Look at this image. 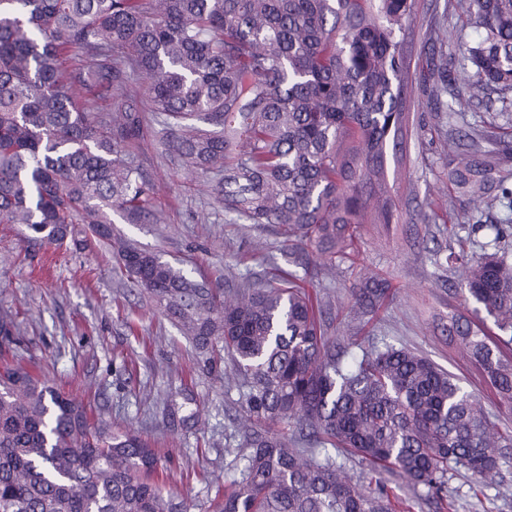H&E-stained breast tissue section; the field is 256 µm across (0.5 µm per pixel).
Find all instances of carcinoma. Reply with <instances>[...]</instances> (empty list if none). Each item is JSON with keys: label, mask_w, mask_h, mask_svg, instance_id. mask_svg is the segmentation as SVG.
Segmentation results:
<instances>
[{"label": "carcinoma", "mask_w": 512, "mask_h": 512, "mask_svg": "<svg viewBox=\"0 0 512 512\" xmlns=\"http://www.w3.org/2000/svg\"><path fill=\"white\" fill-rule=\"evenodd\" d=\"M477 29L457 35L466 112L490 93L512 97V0H448ZM409 0H0V224L28 246L83 233L111 246L130 286L214 366L229 358L239 443L225 449L224 492L209 512H396L387 481L449 512L448 471L479 490L501 483L512 448L502 424L455 378L405 345L325 338L309 289L357 263L366 224H389L388 160H403ZM432 75L448 67V30L430 29ZM148 80L165 116L168 153L185 178L222 173L217 203L245 224H274L303 250L304 275L277 267L256 281L225 263L232 289L196 280L154 252L112 237V210L146 213L154 187L134 164L143 111L126 68ZM84 99H78L76 89ZM124 107L100 112L101 92ZM453 146L450 179L471 211L491 201L487 131ZM445 257L454 280L497 333L456 315L448 340L512 405V224H487ZM352 295L375 316L398 286L360 268ZM16 322L0 312V341ZM369 471L361 484L350 466ZM155 449L134 432L92 425L76 401L20 365L0 367V512H191L152 480Z\"/></svg>", "instance_id": "carcinoma-1"}]
</instances>
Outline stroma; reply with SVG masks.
<instances>
[{"mask_svg":"<svg viewBox=\"0 0 512 512\" xmlns=\"http://www.w3.org/2000/svg\"><path fill=\"white\" fill-rule=\"evenodd\" d=\"M447 0H412L405 48L410 61L406 110L410 114L403 165L394 174L395 208L391 224L365 225L361 265L382 271L399 287L377 318L366 321L345 311L332 312L326 336L340 339L384 338L417 348L447 370L502 422L512 427V410L496 403L474 363L462 356L442 332L455 314L473 319L472 304L456 291L448 269L435 263L451 240L432 215L452 210L469 224H501L512 218L505 201L471 212L448 181L451 141L468 125L498 135L505 118L497 99L474 104L464 116L437 112L428 105L426 38L435 25L474 37L467 18L446 9ZM164 117L144 112L133 158L156 186L150 212L137 220L113 213L116 235L156 252L163 260L224 285V263L239 257L244 268L261 275L253 255L289 267L293 248L277 228L236 224L210 192L217 181L209 173L187 182L177 159L163 148ZM0 309L19 324L16 353L51 384L82 402L92 419L130 429L158 448L166 489L174 500L206 512L215 482L224 476L225 449L236 447L237 395L229 391L223 370H208L192 344L143 292L131 289L110 248L73 243L29 255L18 224H0ZM191 400L202 411L198 421L182 422L172 404ZM499 488L474 494L469 478L455 475V512H512V462L503 467Z\"/></svg>","mask_w":512,"mask_h":512,"instance_id":"1","label":"stroma"}]
</instances>
